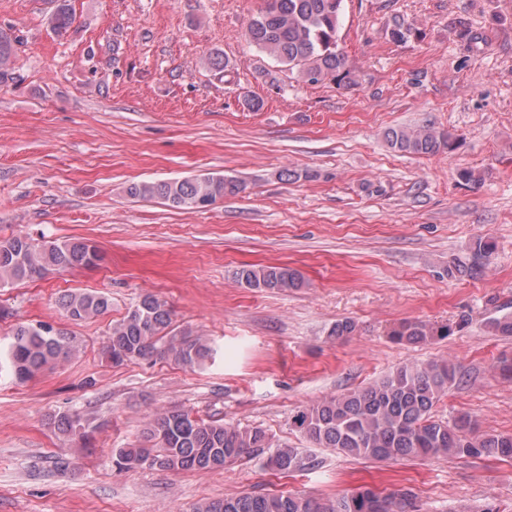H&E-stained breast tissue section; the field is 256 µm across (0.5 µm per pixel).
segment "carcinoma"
<instances>
[{
	"label": "carcinoma",
	"mask_w": 512,
	"mask_h": 512,
	"mask_svg": "<svg viewBox=\"0 0 512 512\" xmlns=\"http://www.w3.org/2000/svg\"><path fill=\"white\" fill-rule=\"evenodd\" d=\"M344 0H265V6L246 29L249 43L267 55L294 79L318 84L333 82L346 87L357 84L345 67L338 33ZM74 18L72 0H53L48 25L56 35L68 31ZM414 30L405 18L394 19L391 37L405 40ZM16 38L0 29V83L9 79L7 66ZM391 147L405 153L431 156L454 145V136L432 126L399 129L388 133ZM244 190L233 176L199 175L181 179L143 181L127 188L129 196L159 199L184 210L202 209L225 196ZM467 260L448 267V274L474 276L494 252V243L478 237L469 247ZM101 252L80 239L36 242L26 236L0 239V284L34 280L50 271L94 268ZM238 282L246 288L286 292L303 286L301 275L290 268L269 266L242 268ZM60 305L74 322L104 314L109 299L93 291L77 290L64 295ZM488 333L512 336V313L489 318ZM453 329L420 319L400 322L390 333L393 340L409 345L447 337ZM81 342L47 323H20L9 340L0 344V378L18 383L74 359ZM105 354L114 364L153 356L171 359L186 367H201L216 350L209 339L190 330L172 328L165 301L144 296L127 315L112 324ZM460 379V366L447 359L428 363H404L375 383L315 402L292 416V425L324 448L375 461H397L423 456L512 459V434L483 435L461 415L452 420L437 418L434 410ZM53 423L64 433L83 427L77 414L61 413ZM148 448H119L113 463L119 470L149 468L172 473L222 469L244 455L267 454L266 465L281 474L304 469L305 458L294 448L282 447L261 428L226 425L220 419H203L181 409L153 415L146 424ZM195 512H418L406 493L384 494L360 489L337 500L330 508L315 498L293 493H246L216 499Z\"/></svg>",
	"instance_id": "carcinoma-1"
}]
</instances>
